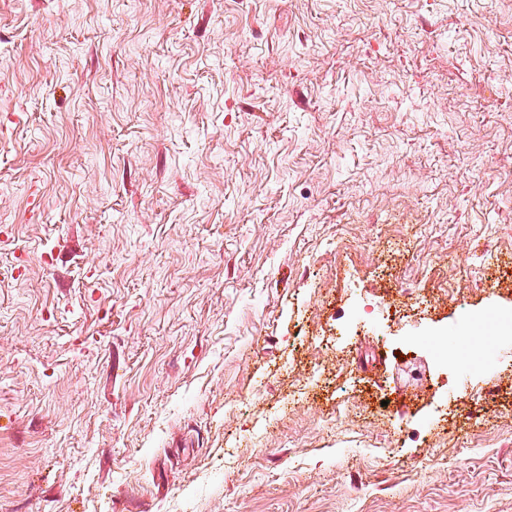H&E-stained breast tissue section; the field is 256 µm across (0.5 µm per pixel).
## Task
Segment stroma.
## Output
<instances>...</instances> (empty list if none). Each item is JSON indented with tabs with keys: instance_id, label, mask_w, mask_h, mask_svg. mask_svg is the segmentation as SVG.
<instances>
[{
	"instance_id": "obj_1",
	"label": "stroma",
	"mask_w": 512,
	"mask_h": 512,
	"mask_svg": "<svg viewBox=\"0 0 512 512\" xmlns=\"http://www.w3.org/2000/svg\"><path fill=\"white\" fill-rule=\"evenodd\" d=\"M496 309L512 0H0V512H512ZM429 344L433 346L439 356L448 364V359L451 365L453 381L462 372H474L479 369L483 364L481 357H472L470 359H462L455 354H448V348L439 344L435 339H430Z\"/></svg>"
}]
</instances>
